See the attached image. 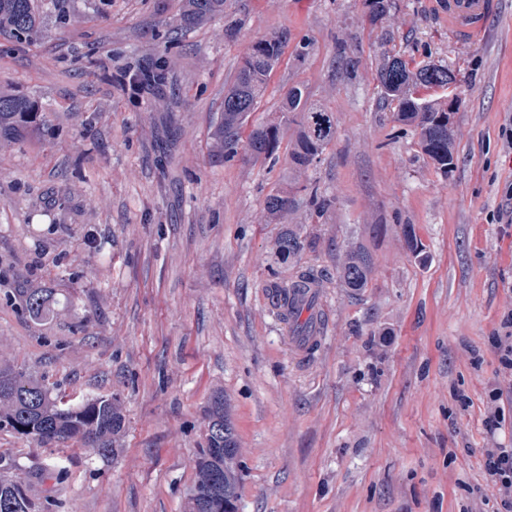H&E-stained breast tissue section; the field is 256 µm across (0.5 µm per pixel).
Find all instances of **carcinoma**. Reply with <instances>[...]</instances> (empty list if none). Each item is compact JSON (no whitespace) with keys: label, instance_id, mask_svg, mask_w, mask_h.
Listing matches in <instances>:
<instances>
[{"label":"carcinoma","instance_id":"obj_1","mask_svg":"<svg viewBox=\"0 0 512 512\" xmlns=\"http://www.w3.org/2000/svg\"><path fill=\"white\" fill-rule=\"evenodd\" d=\"M369 24H377L392 8L394 0H364ZM65 19L61 0H0V35L27 40L36 35L44 14ZM224 14V0H184L180 26L193 27ZM288 45V31L275 32L258 40L224 93V109L216 125L215 136L225 146L240 139L246 118L264 91L267 78ZM381 98L396 104V119L414 127L419 145L434 165L448 172L455 161L454 125L448 123L445 98L426 99L423 93L446 90L456 84L454 71L427 62L412 63L396 54H384L376 75ZM302 92L293 87L280 110V116L256 127L247 136V150L255 159L273 157L280 141V127L287 119L297 124L298 132L290 162L298 170L306 169L323 152L336 134L333 116L320 108L300 109ZM44 113L38 101L26 96L0 92V142L12 141L36 128ZM288 190L268 196L265 210L272 221L281 219L293 207ZM281 255L297 257L304 241L294 229H288L278 241ZM372 256L362 247L346 251L336 267L341 285L358 292L367 287L372 274ZM23 310L34 321L54 313L58 301L49 288H22ZM207 427L194 467L199 479L188 490L185 512H224V449L237 447L234 428L224 412V398L211 397L206 410ZM125 427L120 399L96 397L69 405L54 397L52 391L32 374L0 361V430H6L44 445L77 444L100 449L107 458L112 442ZM0 512H36L18 480L0 477Z\"/></svg>","mask_w":512,"mask_h":512}]
</instances>
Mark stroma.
<instances>
[{
  "label": "stroma",
  "instance_id": "1",
  "mask_svg": "<svg viewBox=\"0 0 512 512\" xmlns=\"http://www.w3.org/2000/svg\"><path fill=\"white\" fill-rule=\"evenodd\" d=\"M458 40L436 0H226L165 44L183 0H66L31 41L0 35V89L45 122L0 144V359L76 404L119 395L114 456L0 431L36 512H183L215 393L234 427L238 512H500L487 453L512 448V0ZM290 39L247 125L290 88L331 112L316 163L220 147L224 90L253 45ZM452 68L455 165L437 169L374 80L383 52ZM163 69V85L134 76ZM294 209L267 220V196ZM326 200L309 201L310 189ZM413 225L425 259L413 255ZM305 241L283 258L285 227ZM373 256L362 291L335 278L346 247ZM325 271L323 338L299 357L281 287ZM16 288L64 306L31 321Z\"/></svg>",
  "mask_w": 512,
  "mask_h": 512
}]
</instances>
